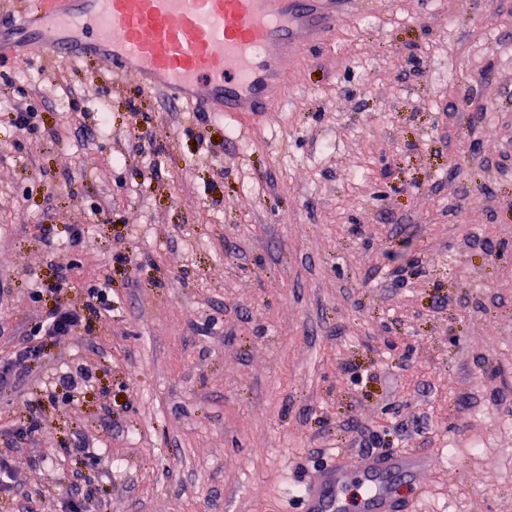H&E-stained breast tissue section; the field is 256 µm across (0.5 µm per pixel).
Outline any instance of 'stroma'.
Returning <instances> with one entry per match:
<instances>
[{
  "label": "stroma",
  "instance_id": "obj_1",
  "mask_svg": "<svg viewBox=\"0 0 512 512\" xmlns=\"http://www.w3.org/2000/svg\"><path fill=\"white\" fill-rule=\"evenodd\" d=\"M289 72L257 125L0 58V365L43 347L0 390V512H303L339 452L446 456L396 497L512 512V0H388ZM103 282L90 327L32 336ZM40 354L41 350L34 347H22L17 350L6 366L3 369L0 367V389L12 387L23 381L29 375L32 364ZM92 378L91 372L88 369L80 367L76 369V372L73 373L69 369L68 371L62 372L59 376H57V381L55 382V390L50 395L53 399L56 397V388L60 387L62 391L63 401H68L74 396L75 393L78 392L79 385H85L86 382H89Z\"/></svg>",
  "mask_w": 512,
  "mask_h": 512
}]
</instances>
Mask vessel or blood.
Listing matches in <instances>:
<instances>
[{
    "mask_svg": "<svg viewBox=\"0 0 512 512\" xmlns=\"http://www.w3.org/2000/svg\"><path fill=\"white\" fill-rule=\"evenodd\" d=\"M383 0H34L16 28L0 35V57L28 40L62 60L89 58L130 75L177 103L263 120L268 97L288 94L286 62L320 44L339 16L376 12ZM430 457L337 455L308 484L305 512H346L351 481L363 487L360 512H403L386 476H416Z\"/></svg>",
    "mask_w": 512,
    "mask_h": 512,
    "instance_id": "b4317fda",
    "label": "vessel or blood"
}]
</instances>
